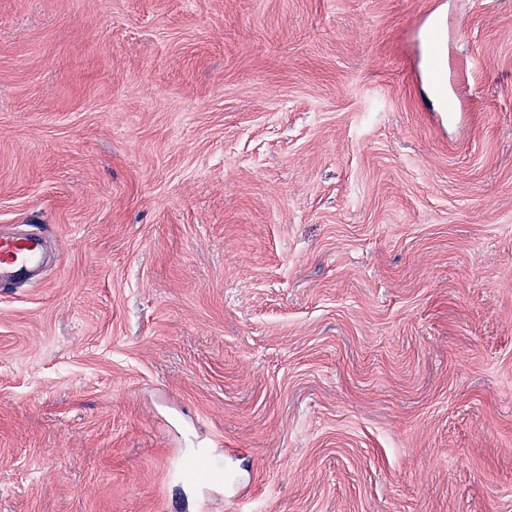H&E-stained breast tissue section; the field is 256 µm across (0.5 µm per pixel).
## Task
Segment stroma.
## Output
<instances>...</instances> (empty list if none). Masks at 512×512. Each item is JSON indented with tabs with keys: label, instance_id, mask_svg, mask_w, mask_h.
<instances>
[{
	"label": "stroma",
	"instance_id": "35a3bbf8",
	"mask_svg": "<svg viewBox=\"0 0 512 512\" xmlns=\"http://www.w3.org/2000/svg\"><path fill=\"white\" fill-rule=\"evenodd\" d=\"M0 228V512H512V0H0ZM42 232L5 234L0 231V288H15L33 276L44 256Z\"/></svg>",
	"mask_w": 512,
	"mask_h": 512
}]
</instances>
